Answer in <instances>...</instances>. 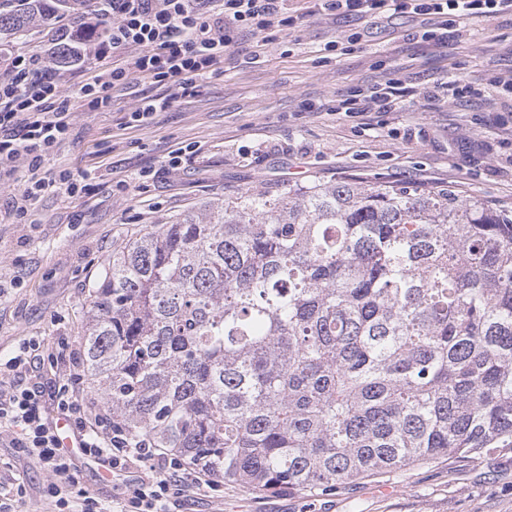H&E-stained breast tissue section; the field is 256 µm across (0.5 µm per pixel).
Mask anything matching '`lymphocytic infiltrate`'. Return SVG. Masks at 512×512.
Masks as SVG:
<instances>
[{
    "mask_svg": "<svg viewBox=\"0 0 512 512\" xmlns=\"http://www.w3.org/2000/svg\"><path fill=\"white\" fill-rule=\"evenodd\" d=\"M102 16L111 18L107 39L94 52L96 67L72 91L40 54L9 58L0 73V181L18 167L26 175L8 209L9 218L23 221L49 189L77 196L89 191L69 171L47 167L46 161L68 138L78 111L101 112L111 104L115 87L135 77L150 80L156 94L141 98L127 124L140 127L179 99L198 93L203 78L221 71L224 55L239 30L257 39L263 50L273 30L295 24L285 14V0H99ZM319 11L357 20L405 14L422 18L416 35L425 42H443L450 27L475 17H512V0H315ZM403 89L390 78L368 88H354L336 109L346 117L368 112H395ZM39 342L21 345L0 367V434L11 435L15 447L33 456L50 479L46 496L58 512H111L88 490L75 486V455L97 459L120 474L136 470L130 502L134 512H171L182 492L201 495L215 482L205 469L171 457L145 437H135L111 415L89 417L88 403L75 387L80 373L59 381L51 395L35 386L14 383L30 364ZM64 416L81 438L79 452L62 448L46 414L47 407Z\"/></svg>",
    "mask_w": 512,
    "mask_h": 512,
    "instance_id": "obj_1",
    "label": "lymphocytic infiltrate"
}]
</instances>
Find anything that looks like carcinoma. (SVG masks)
<instances>
[{
    "label": "carcinoma",
    "instance_id": "cac0c4a2",
    "mask_svg": "<svg viewBox=\"0 0 512 512\" xmlns=\"http://www.w3.org/2000/svg\"><path fill=\"white\" fill-rule=\"evenodd\" d=\"M68 0H0V40ZM88 376L112 417L226 484L335 492L512 448V207L350 180L244 193L112 254Z\"/></svg>",
    "mask_w": 512,
    "mask_h": 512
}]
</instances>
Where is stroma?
<instances>
[{"instance_id":"1","label":"stroma","mask_w":512,"mask_h":512,"mask_svg":"<svg viewBox=\"0 0 512 512\" xmlns=\"http://www.w3.org/2000/svg\"><path fill=\"white\" fill-rule=\"evenodd\" d=\"M307 7V0H286L297 23L273 32L260 56L251 54L254 36L241 31L223 71L149 126L125 124L151 88L145 79L116 88L109 110L78 113L46 165L91 174V191L46 192L17 224L2 215L17 183H0V363L35 338L42 352L28 382L66 378L70 351L83 347L89 296L113 252L147 227L202 213L209 202L353 179L450 188L512 207V142L503 131L512 108L423 96L451 76L479 89L487 74L512 73V18H474L434 44L416 37L414 17L361 23L311 15ZM358 27L367 29L365 41L347 43ZM389 77L406 88L403 111L372 112L361 125L334 112L351 88ZM306 100L321 111H303ZM186 145L194 154L171 168L173 151ZM144 169L155 179L137 181ZM78 469L80 486L102 504L128 498V487L104 468L82 459ZM11 477L26 483L22 512H53L37 461L0 435V478ZM173 512H512V448L414 463L331 494L219 483L206 495L181 498Z\"/></svg>"}]
</instances>
